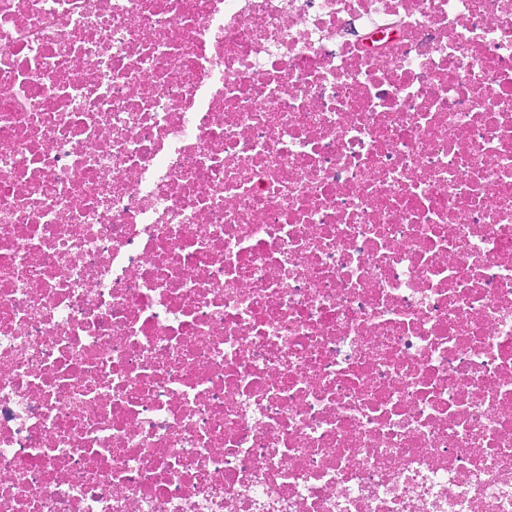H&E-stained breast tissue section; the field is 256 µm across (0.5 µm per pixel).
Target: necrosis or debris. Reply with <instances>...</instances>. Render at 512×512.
Listing matches in <instances>:
<instances>
[{"mask_svg":"<svg viewBox=\"0 0 512 512\" xmlns=\"http://www.w3.org/2000/svg\"><path fill=\"white\" fill-rule=\"evenodd\" d=\"M0 512H512V0H0Z\"/></svg>","mask_w":512,"mask_h":512,"instance_id":"necrosis-or-debris-1","label":"necrosis or debris"}]
</instances>
